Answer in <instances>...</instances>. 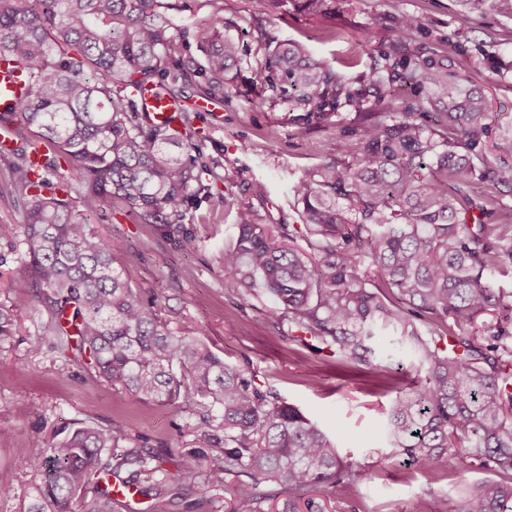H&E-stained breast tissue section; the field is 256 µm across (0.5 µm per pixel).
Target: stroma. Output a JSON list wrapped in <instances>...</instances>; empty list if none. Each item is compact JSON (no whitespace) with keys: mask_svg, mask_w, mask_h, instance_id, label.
<instances>
[{"mask_svg":"<svg viewBox=\"0 0 512 512\" xmlns=\"http://www.w3.org/2000/svg\"><path fill=\"white\" fill-rule=\"evenodd\" d=\"M177 30L217 25L235 40L241 61L228 74L224 102L195 113L192 125L210 174V198L190 209L184 225L195 241L179 250L128 207L111 215L88 216L89 229L111 244L117 265L134 291L156 298L171 328L200 327L204 343L225 363L244 365L262 388L297 407L325 431L340 456L360 476L338 500L334 512H433L443 499L482 479V471L458 461L428 471L389 455L381 432L397 388L404 386L412 355L377 337V351L391 359L355 366L315 354L288 339V326L267 319L272 300L263 293L229 287L223 257L237 236L238 207L250 208L260 224H299L291 188L314 165L345 157L370 113L401 112L406 102L398 82L392 96L369 93L367 75L385 56L422 59L437 55L466 76L487 98L501 122H512V14L489 10L464 13L460 0H273L266 12L253 0H168ZM422 17L423 25L399 34L393 19ZM297 39L355 89L367 91L366 112L339 108L329 118L303 119V109L286 97L256 95L250 88L259 48ZM473 216L499 221L512 207V187L489 182L466 190ZM24 246L0 240V303L18 314L15 336L0 341V512H22L38 474L29 462L38 453L34 437L52 439L62 426L90 421L143 441L147 450L182 455L201 449L216 455L212 442L198 441L197 417L179 405L138 400L114 389L92 372L72 375L56 353L30 357L31 341L47 319L31 292L13 285Z\"/></svg>","mask_w":512,"mask_h":512,"instance_id":"35a3bbf8","label":"stroma"}]
</instances>
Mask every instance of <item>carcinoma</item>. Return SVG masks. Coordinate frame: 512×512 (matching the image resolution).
I'll list each match as a JSON object with an SVG mask.
<instances>
[{
  "label": "carcinoma",
  "mask_w": 512,
  "mask_h": 512,
  "mask_svg": "<svg viewBox=\"0 0 512 512\" xmlns=\"http://www.w3.org/2000/svg\"><path fill=\"white\" fill-rule=\"evenodd\" d=\"M168 9L163 0H0V49L29 78L15 104L20 127L11 150L23 217L0 224V238L21 239V284L35 289L49 315L31 353L46 345L64 364L91 368L142 401L193 407L195 432L210 440L224 428V450L175 459L76 422L47 444L37 440L43 452L29 466L41 482L25 512H117L138 495L151 500L149 512H169L197 476L222 487L226 474L250 479L229 512H268L270 485L287 493L275 512H322L304 494H341L359 478L353 464L248 369L225 364L202 331L170 328L158 305L129 287L112 245L76 212L121 202L178 248L193 245L183 221L211 187L201 155L190 154L192 109H180L187 153L176 154L172 133L138 109L133 92L176 103L194 84L197 98L222 101L226 72L240 57L218 27L201 26L190 32L204 54L197 62ZM401 65L412 94L406 111L375 120L350 159L318 164L294 185L305 247L279 242L270 225L241 209L224 274L232 288L263 289L273 300L268 317L288 323L289 340L313 352L368 366L383 333L408 349L417 377L388 409L391 455L429 469L460 457L495 474L440 512H512V287L497 284L512 279V223L483 224L464 204L465 188L477 181L512 183V131L495 127L485 97L435 58ZM254 76L309 117L366 105L363 91L308 61L298 40L264 49ZM25 127L38 129L42 169L66 166L79 187L35 173ZM16 321L0 304V339L14 335Z\"/></svg>",
  "instance_id": "obj_1"
}]
</instances>
